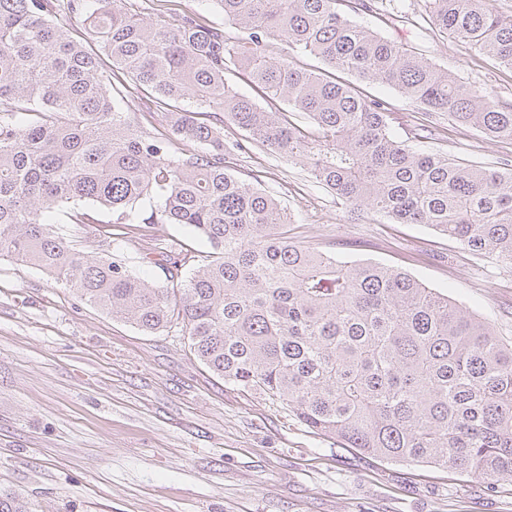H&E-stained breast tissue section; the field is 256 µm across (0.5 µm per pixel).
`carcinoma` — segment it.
Segmentation results:
<instances>
[{"label": "carcinoma", "mask_w": 512, "mask_h": 512, "mask_svg": "<svg viewBox=\"0 0 512 512\" xmlns=\"http://www.w3.org/2000/svg\"><path fill=\"white\" fill-rule=\"evenodd\" d=\"M230 41L177 0L143 17L127 0H0V257L35 267L113 319L158 333L176 325L211 371L279 400L316 433L390 461L450 466L488 484L512 477V344L409 273L302 245L280 201L234 174L224 126L288 161L356 209L426 224L512 265V172L423 151L441 113L512 140V103L352 21L346 0H211ZM432 25L512 69V15L492 0H427ZM84 18L77 39L69 22ZM296 55L377 81L429 121L406 139L386 103L350 82L267 55ZM240 68L266 112L225 79ZM146 86L145 107L113 86ZM158 117L145 127L140 112ZM111 224H181L206 238L166 252L168 288L110 254L71 245L56 224L89 206Z\"/></svg>", "instance_id": "cac0c4a2"}]
</instances>
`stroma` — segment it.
Returning a JSON list of instances; mask_svg holds the SVG:
<instances>
[{"instance_id": "obj_1", "label": "stroma", "mask_w": 512, "mask_h": 512, "mask_svg": "<svg viewBox=\"0 0 512 512\" xmlns=\"http://www.w3.org/2000/svg\"><path fill=\"white\" fill-rule=\"evenodd\" d=\"M403 19L360 9L353 20L432 59L493 101L512 102V71L432 28L425 0H401ZM397 136L422 113L387 85ZM436 122L428 142L464 162L499 168L512 141ZM243 143L237 173L281 201L291 236L349 260L410 273L512 341V267L475 255L422 224L351 212L302 162ZM65 224L87 252L166 282V246L205 248L177 224ZM31 512H512V477L489 485L451 468L363 455L314 433L292 412L243 392L205 367L176 332L147 333L86 305L42 271L0 259V493Z\"/></svg>"}]
</instances>
